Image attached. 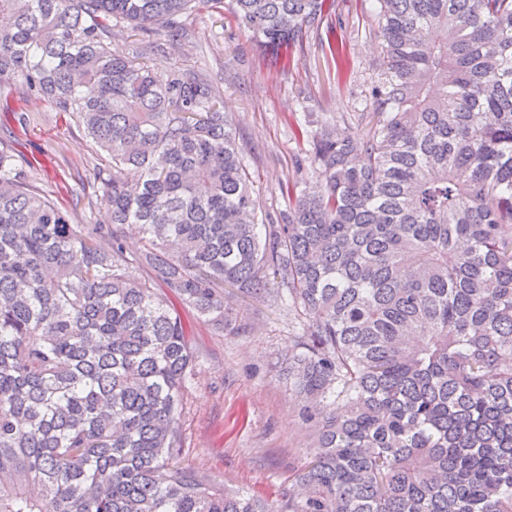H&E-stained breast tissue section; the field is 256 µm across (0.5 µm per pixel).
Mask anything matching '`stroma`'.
Wrapping results in <instances>:
<instances>
[{"instance_id": "obj_1", "label": "stroma", "mask_w": 512, "mask_h": 512, "mask_svg": "<svg viewBox=\"0 0 512 512\" xmlns=\"http://www.w3.org/2000/svg\"><path fill=\"white\" fill-rule=\"evenodd\" d=\"M375 2L335 0L334 33L310 31L278 63L212 9L188 16L185 40L154 35L146 58L152 69L194 70L222 96L263 211L287 210L283 185L314 176L312 145L300 128L315 130L326 118L341 134L358 130L382 57ZM331 35L338 50L329 58L321 44ZM0 136L28 161L37 187L73 220L88 218L100 193L89 177L99 155L72 114L16 85L0 91ZM269 288L261 300L225 288L239 324L234 333L216 332L181 309L196 366L183 394L179 462L217 489L259 494L282 512L295 474L311 456L314 430L301 417L286 371L297 318L277 300V282Z\"/></svg>"}]
</instances>
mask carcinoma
Returning a JSON list of instances; mask_svg holds the SVG:
<instances>
[{"label": "carcinoma", "mask_w": 512, "mask_h": 512, "mask_svg": "<svg viewBox=\"0 0 512 512\" xmlns=\"http://www.w3.org/2000/svg\"><path fill=\"white\" fill-rule=\"evenodd\" d=\"M377 2L365 127L320 123L316 185H285L277 221L223 98L111 41L179 42L223 0H0V89L75 116L106 214L72 223L0 138V512H274L177 461L195 352L173 303L233 332L224 285L261 299L270 275L319 419L287 512H512V0ZM334 3L228 19L277 56Z\"/></svg>", "instance_id": "obj_1"}]
</instances>
